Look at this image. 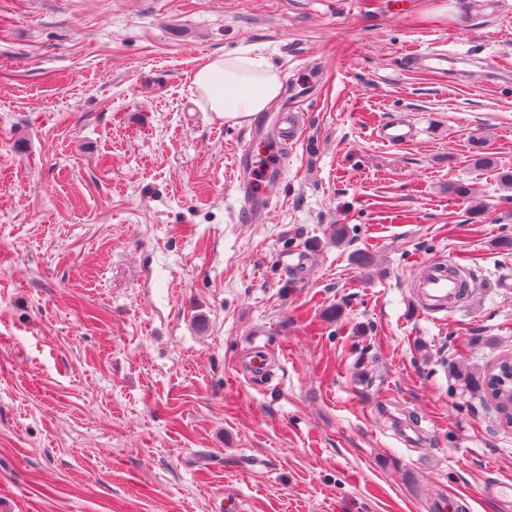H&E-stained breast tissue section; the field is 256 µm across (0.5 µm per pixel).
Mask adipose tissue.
Returning a JSON list of instances; mask_svg holds the SVG:
<instances>
[{"label":"adipose tissue","instance_id":"ef3b65f1","mask_svg":"<svg viewBox=\"0 0 512 512\" xmlns=\"http://www.w3.org/2000/svg\"><path fill=\"white\" fill-rule=\"evenodd\" d=\"M193 83L208 110L234 124L264 112L281 91L273 65L227 54L202 63Z\"/></svg>","mask_w":512,"mask_h":512}]
</instances>
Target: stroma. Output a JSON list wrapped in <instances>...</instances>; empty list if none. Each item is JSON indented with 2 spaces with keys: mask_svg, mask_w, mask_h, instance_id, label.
Masks as SVG:
<instances>
[{
  "mask_svg": "<svg viewBox=\"0 0 512 512\" xmlns=\"http://www.w3.org/2000/svg\"><path fill=\"white\" fill-rule=\"evenodd\" d=\"M430 47L456 70L407 67ZM229 52L300 113L264 224L250 125L193 85ZM491 67L512 0H0V512H512V427L457 375L512 356ZM425 261L472 281L431 315ZM378 134L383 142L399 145L411 141L416 135V130L401 121L390 120L381 125Z\"/></svg>",
  "mask_w": 512,
  "mask_h": 512,
  "instance_id": "1",
  "label": "stroma"
}]
</instances>
